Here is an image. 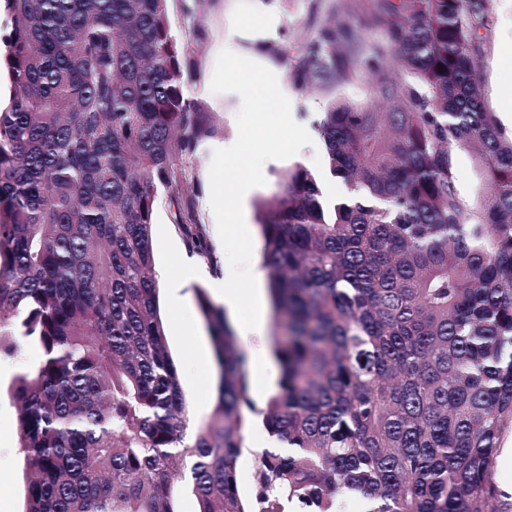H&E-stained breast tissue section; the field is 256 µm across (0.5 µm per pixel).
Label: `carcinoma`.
Listing matches in <instances>:
<instances>
[{
	"instance_id": "obj_1",
	"label": "carcinoma",
	"mask_w": 512,
	"mask_h": 512,
	"mask_svg": "<svg viewBox=\"0 0 512 512\" xmlns=\"http://www.w3.org/2000/svg\"><path fill=\"white\" fill-rule=\"evenodd\" d=\"M491 0L337 8L289 69L331 96L315 127L336 200L296 166L257 209L277 389L258 410L224 311L199 303L220 366L195 423L159 314L154 212L213 246L182 158L215 132L188 95L196 50L169 0H4L11 98L0 106V357L16 378L25 512H503L489 481L512 421V137L479 90ZM383 38L367 43L366 23ZM444 69H439V66ZM370 71L374 99L336 98ZM484 173L463 196L452 151ZM261 417L269 447L241 495ZM267 434L260 423H255L245 440V447L237 462V475L240 493L249 495L254 485L258 453L267 446Z\"/></svg>"
}]
</instances>
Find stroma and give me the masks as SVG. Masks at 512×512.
I'll return each mask as SVG.
<instances>
[{"instance_id":"obj_1","label":"stroma","mask_w":512,"mask_h":512,"mask_svg":"<svg viewBox=\"0 0 512 512\" xmlns=\"http://www.w3.org/2000/svg\"><path fill=\"white\" fill-rule=\"evenodd\" d=\"M332 0H202L196 20L184 19L181 0H170L169 15L176 37L196 44L198 75L189 87L190 96L210 112L216 133L204 140L197 154L186 160V188L195 194L201 221L215 250L216 261L207 265V274L188 278L183 263L191 253L181 232L172 224L166 206H158L153 226V252L156 269L168 270L175 285L159 290V312L166 333L167 347L180 373L182 389L195 421L210 413L218 384V366L208 325L200 311L196 291L210 289L212 280L223 279L227 257L218 235L217 222L210 205L209 169L215 144L236 140L237 115L241 99L234 93L215 94L210 83L217 56L228 49L272 70L282 92L290 99L295 121L312 128L318 112L328 103L324 94L297 89L287 78L285 66L265 47L269 44L298 45L317 20L327 19ZM512 0H492L490 20L481 33V98L485 108L500 116L505 136H512V122L503 120L500 91L512 80ZM324 146L320 136H313L310 146L287 160L268 161L263 170L264 186L249 190L243 200L245 223L253 241L251 270L256 278L261 312L271 319L272 304L264 266L263 241L257 222L259 201L275 187L288 169L302 166L320 176L324 195L342 197L345 183L322 173ZM269 336L253 337L255 348L250 397L256 406H264L275 390L280 375L278 362L269 353ZM40 352L35 347L22 346L16 360L0 361V512H24L28 474L24 455L19 448V412L14 398V380L20 373L35 369ZM267 445V434L261 424H254L237 462L238 485L241 494H250L254 485L258 454Z\"/></svg>"}]
</instances>
